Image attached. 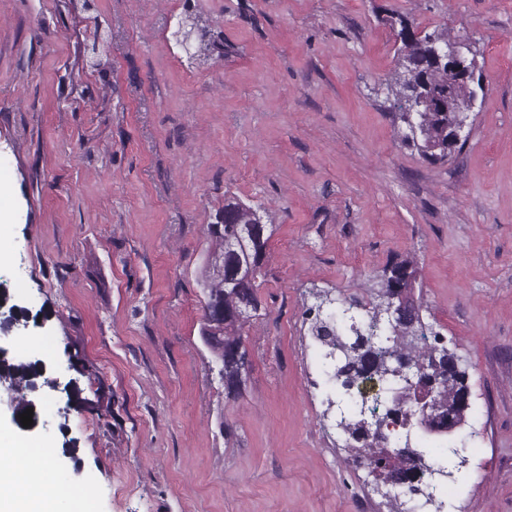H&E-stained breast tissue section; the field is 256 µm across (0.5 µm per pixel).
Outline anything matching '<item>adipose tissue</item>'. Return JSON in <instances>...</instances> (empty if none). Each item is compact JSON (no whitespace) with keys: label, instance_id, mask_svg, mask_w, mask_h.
I'll return each mask as SVG.
<instances>
[{"label":"adipose tissue","instance_id":"adipose-tissue-1","mask_svg":"<svg viewBox=\"0 0 512 512\" xmlns=\"http://www.w3.org/2000/svg\"><path fill=\"white\" fill-rule=\"evenodd\" d=\"M18 445L10 434H0V512H58L59 505L69 498L62 484L46 475L30 480L15 467L3 464V456Z\"/></svg>","mask_w":512,"mask_h":512}]
</instances>
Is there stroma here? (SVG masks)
Returning a JSON list of instances; mask_svg holds the SVG:
<instances>
[{
  "label": "stroma",
  "mask_w": 512,
  "mask_h": 512,
  "mask_svg": "<svg viewBox=\"0 0 512 512\" xmlns=\"http://www.w3.org/2000/svg\"><path fill=\"white\" fill-rule=\"evenodd\" d=\"M395 14L482 72L447 162L401 141ZM188 15L210 45L194 59ZM511 59L512 0H0V265L45 317L16 347L57 382L22 434L83 512H391L307 313L319 290L370 305L404 259L470 389L458 435L409 431L460 451L421 512H512ZM228 195L276 226L234 399L198 333Z\"/></svg>",
  "instance_id": "35a3bbf8"
}]
</instances>
